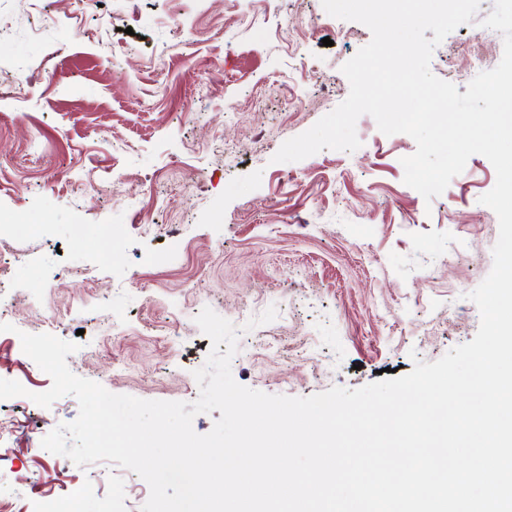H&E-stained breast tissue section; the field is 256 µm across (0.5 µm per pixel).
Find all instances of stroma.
Returning <instances> with one entry per match:
<instances>
[{"label": "stroma", "instance_id": "1", "mask_svg": "<svg viewBox=\"0 0 512 512\" xmlns=\"http://www.w3.org/2000/svg\"><path fill=\"white\" fill-rule=\"evenodd\" d=\"M493 8L435 48L434 75L462 90L473 55L499 64L502 36L480 24ZM370 40L321 0H0V223L16 228L0 240V379L26 390L0 400L5 512H141L149 496L134 472L42 447L79 404L32 401L52 379L19 332L76 343L69 369L112 393L186 403L206 307L241 330L236 382L268 394L404 376L473 339L466 295L499 232L486 157L429 202L403 181L414 140L368 115L354 152L273 160L348 96L341 67Z\"/></svg>", "mask_w": 512, "mask_h": 512}]
</instances>
